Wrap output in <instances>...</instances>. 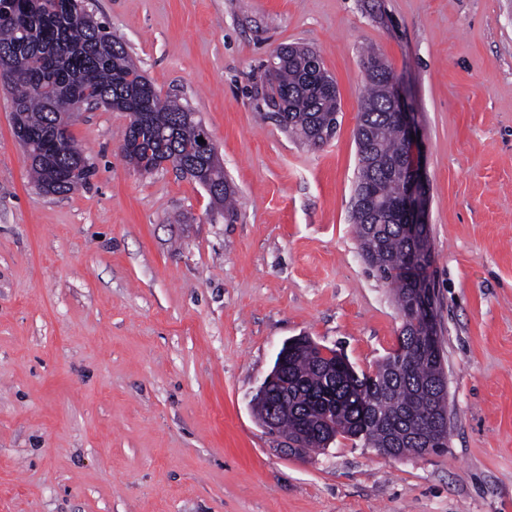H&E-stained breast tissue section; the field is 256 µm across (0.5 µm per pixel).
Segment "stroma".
<instances>
[{"instance_id":"stroma-1","label":"stroma","mask_w":512,"mask_h":512,"mask_svg":"<svg viewBox=\"0 0 512 512\" xmlns=\"http://www.w3.org/2000/svg\"><path fill=\"white\" fill-rule=\"evenodd\" d=\"M211 134L225 223L173 167L124 159L126 113H76L89 185L41 193L0 87V512H512V0H90ZM307 46L336 81L313 148L261 118L265 63ZM374 47L415 114L448 446L298 455L252 407L308 336L374 373L402 318L351 220ZM301 342V337L293 338L286 342L283 347L280 349L277 354V358L275 361V365L271 373L264 379L261 383L256 395L259 398H264L266 403V408L268 412L264 415V418L261 421L262 425L267 428L272 433H281L279 432L281 428V411L278 409L276 404H273L269 398L266 396V390L268 388L269 383L276 378V376L281 375L282 369L286 365V356L288 354L289 347H293L298 345ZM256 395L253 398V407L255 410L257 409L258 399Z\"/></svg>"}]
</instances>
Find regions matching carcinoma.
I'll use <instances>...</instances> for the list:
<instances>
[{"label": "carcinoma", "instance_id": "carcinoma-1", "mask_svg": "<svg viewBox=\"0 0 512 512\" xmlns=\"http://www.w3.org/2000/svg\"><path fill=\"white\" fill-rule=\"evenodd\" d=\"M63 0H36L34 8L10 23L0 21V80L12 95L13 112L28 136L31 151L43 149V136L58 131L61 143L30 172L39 190L67 194L89 184L96 173L69 125L82 108L114 103L124 112L148 113L146 124L126 127L125 158L137 169L147 155L171 160L180 173L194 167L217 191L210 204L233 222L235 192L224 175L220 159L197 155V121L190 109L163 98L135 64L124 43L93 13L74 15L61 7ZM281 64L269 74L263 106L281 117L279 123L292 137L317 146L322 134L336 132L340 112L334 80L313 50L297 46L280 49ZM365 90L360 102L358 171L355 190L372 195L369 207L352 206L354 232L364 261L373 275L393 292L400 310L408 309L416 288L428 280L430 264L415 262V242L405 225L390 212L402 194L400 168L403 146L387 96L398 78L380 55L363 58ZM87 167L82 181L65 182L62 172L78 164ZM400 339L408 360L399 365L386 357L373 375H349L336 369L332 397L322 396L325 363L319 351L305 342L288 355L286 384L275 388L288 403L284 424L294 413L312 420L324 403L336 405V429L311 442L320 448L330 437L360 439L374 448H394L402 454L425 444L432 417L448 418L447 397L441 395L436 374L443 370L441 347H430L402 326ZM372 393L376 415H362L357 389Z\"/></svg>", "mask_w": 512, "mask_h": 512}]
</instances>
